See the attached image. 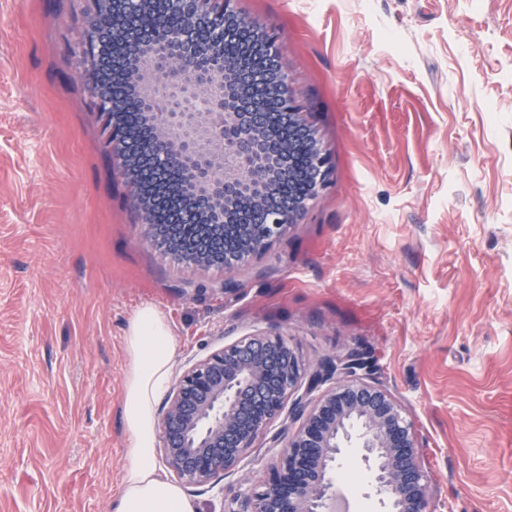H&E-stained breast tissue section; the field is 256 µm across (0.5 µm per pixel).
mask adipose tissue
<instances>
[{"mask_svg":"<svg viewBox=\"0 0 512 512\" xmlns=\"http://www.w3.org/2000/svg\"><path fill=\"white\" fill-rule=\"evenodd\" d=\"M177 348L167 313L152 303L134 309L125 329L122 423L128 446L115 512H196L182 489L158 473L156 409L171 382Z\"/></svg>","mask_w":512,"mask_h":512,"instance_id":"1","label":"adipose tissue"}]
</instances>
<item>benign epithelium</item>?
<instances>
[{
  "label": "benign epithelium",
  "mask_w": 512,
  "mask_h": 512,
  "mask_svg": "<svg viewBox=\"0 0 512 512\" xmlns=\"http://www.w3.org/2000/svg\"><path fill=\"white\" fill-rule=\"evenodd\" d=\"M154 0H94L97 23L112 27V50L120 51L135 90L136 109L98 93V112L112 119L109 143L117 171L129 180L133 203L144 213V181L131 174L136 158L128 151L134 114L151 128L148 155L164 163L166 182L177 188L183 222L227 225L238 210L254 212L247 225L254 249H263L294 224L324 185L328 159L311 143L307 191L266 201L268 182L293 177L286 153L266 151L276 126L242 98L246 87L271 98L279 119L301 136L310 131L301 118L299 92L278 65L274 37L257 21L236 11L234 0H170L184 16L176 36L164 34L153 17ZM230 24L251 29L264 64L245 77L224 54ZM351 378L312 407L303 396L325 380L305 375L301 361L280 335H260L228 344L189 366L173 389L161 418L162 450L175 475L186 484L207 481L234 468L259 433L287 415L273 442L285 441L279 467L268 483L245 494V512H326L335 498L328 477L340 464L355 426L363 429L362 460L372 471L375 493L388 512H427L429 483L418 462L411 424L385 390L356 379L368 368L357 354L328 362ZM304 395H299V392ZM296 428H291L294 423Z\"/></svg>",
  "instance_id": "obj_1"
}]
</instances>
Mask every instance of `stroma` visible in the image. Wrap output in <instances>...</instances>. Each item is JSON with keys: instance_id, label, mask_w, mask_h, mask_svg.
<instances>
[{"instance_id": "1", "label": "stroma", "mask_w": 512, "mask_h": 512, "mask_svg": "<svg viewBox=\"0 0 512 512\" xmlns=\"http://www.w3.org/2000/svg\"><path fill=\"white\" fill-rule=\"evenodd\" d=\"M329 157L233 271L189 265L115 173L90 0H0V512H113L126 322L170 314L176 370L255 334L307 372L356 352L412 423L430 512H512V0H237ZM273 424L185 487L241 512Z\"/></svg>"}]
</instances>
